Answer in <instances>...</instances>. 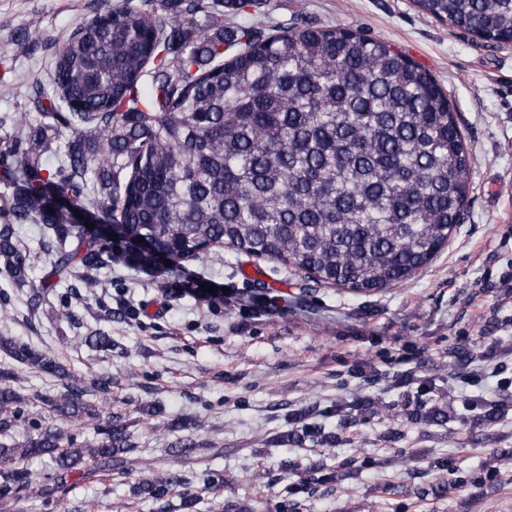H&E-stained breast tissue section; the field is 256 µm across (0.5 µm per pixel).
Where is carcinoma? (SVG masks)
I'll return each instance as SVG.
<instances>
[{
  "mask_svg": "<svg viewBox=\"0 0 512 512\" xmlns=\"http://www.w3.org/2000/svg\"><path fill=\"white\" fill-rule=\"evenodd\" d=\"M265 2L161 0L163 16L154 0H104L55 47L48 81L36 80L30 99L39 124L21 117L0 152L11 189L0 208V271L26 282L13 239L25 222L54 233L50 275L104 267L107 247L77 229L75 208L175 260L225 245L352 294L398 284L435 258L464 220L470 190L468 148L444 90L381 39L340 26H267L256 19ZM415 2L487 42L512 37V0ZM226 8L254 20L226 26ZM50 128L57 137L45 136ZM37 139L49 168L27 158ZM0 348L64 379V391L44 399L0 371V436L23 422L34 430L0 443V512L31 485L19 467L26 459L53 463V485L41 492L50 506L74 467L92 460L109 473L137 451L121 417L84 401L107 396L111 377L69 380L51 355L3 337ZM76 415L95 422L96 445L61 428ZM186 484L177 471L151 470L137 489L159 512H198V495L169 500Z\"/></svg>",
  "mask_w": 512,
  "mask_h": 512,
  "instance_id": "obj_1",
  "label": "carcinoma"
}]
</instances>
